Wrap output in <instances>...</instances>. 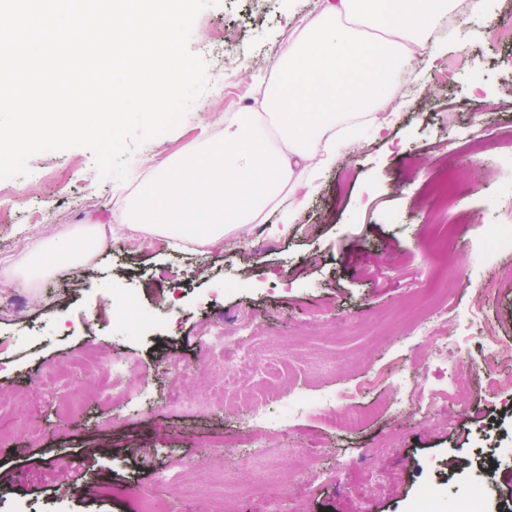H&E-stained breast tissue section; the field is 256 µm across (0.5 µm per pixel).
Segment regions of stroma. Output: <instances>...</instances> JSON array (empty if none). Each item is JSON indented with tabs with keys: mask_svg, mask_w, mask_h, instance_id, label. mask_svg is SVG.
<instances>
[{
	"mask_svg": "<svg viewBox=\"0 0 512 512\" xmlns=\"http://www.w3.org/2000/svg\"><path fill=\"white\" fill-rule=\"evenodd\" d=\"M322 0H218L197 17L189 47L208 62L210 88L170 131L134 152L126 179L101 176L83 147L32 155L28 175L0 179V284L27 298L23 312L0 308V512H140L137 499L91 494V486L138 482L153 492L158 469H191L192 493H165L168 512H257L259 494L284 497L288 512H416L434 487L438 512H456L483 487L487 512L512 505V395L489 396L476 342L472 390L431 400L448 367L418 357L412 327L428 314L415 284L442 295L462 319L483 277L512 264V251L486 261V225L512 209V0H491V16L463 13L437 33L446 49L434 67L415 60L408 90L393 100L403 117L385 139L372 132L343 152L287 235L252 224L202 250L132 247L117 229L125 198L147 171L191 151L229 112H257L283 41ZM464 198L438 210L434 185L447 171ZM112 230L91 264L34 283L19 274L29 248L50 227ZM181 290H174V283ZM130 295L140 322L121 323L111 296ZM251 323L246 341L261 359L283 362L279 377L248 375L225 388L200 342L207 323ZM90 354L131 363L128 401L112 403L81 376ZM180 362L190 376L173 384ZM405 368L400 390L378 383L337 398L335 421L316 398L373 373ZM266 399L285 422L271 451L245 462L233 447L242 392ZM80 405H72L73 395ZM200 401L175 413L172 395ZM413 405L397 414L396 398ZM365 409L362 422L346 413ZM40 422V442L20 423ZM390 477L385 495L362 499L355 474Z\"/></svg>",
	"mask_w": 512,
	"mask_h": 512,
	"instance_id": "stroma-1",
	"label": "stroma"
}]
</instances>
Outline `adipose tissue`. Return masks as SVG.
I'll list each match as a JSON object with an SVG mask.
<instances>
[{
    "label": "adipose tissue",
    "mask_w": 512,
    "mask_h": 512,
    "mask_svg": "<svg viewBox=\"0 0 512 512\" xmlns=\"http://www.w3.org/2000/svg\"><path fill=\"white\" fill-rule=\"evenodd\" d=\"M457 0H325L318 17L284 41L267 83L262 113L224 116L220 140L154 170L122 222L176 240L217 241L267 216L287 197L313 191L324 171L354 141V114L369 116L373 133L396 124L389 89L405 80L416 58L433 65L442 46L432 32ZM371 28L375 38L363 30ZM274 137H265L263 122ZM298 218L289 209L270 233ZM98 239L53 230L30 248L23 277L32 282L81 262Z\"/></svg>",
    "instance_id": "obj_1"
}]
</instances>
